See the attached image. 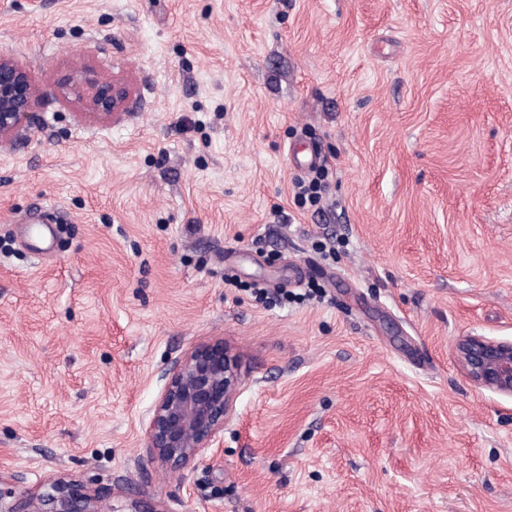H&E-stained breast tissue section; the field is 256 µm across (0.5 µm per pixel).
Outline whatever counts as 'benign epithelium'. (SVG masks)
Instances as JSON below:
<instances>
[{"label":"benign epithelium","mask_w":512,"mask_h":512,"mask_svg":"<svg viewBox=\"0 0 512 512\" xmlns=\"http://www.w3.org/2000/svg\"><path fill=\"white\" fill-rule=\"evenodd\" d=\"M75 99L99 119L124 110L127 84L94 73L89 65L72 63L69 76L48 89L29 71L0 52V142L15 141L33 129L45 95ZM459 361L473 383L512 394V343L467 336L457 346ZM161 393L146 428L150 462L181 472L192 469L209 448L224 447V417L236 389L231 360L213 347H197L175 359L161 375ZM10 477L0 474V512H98L95 498L70 480L57 479L51 491L25 501H12Z\"/></svg>","instance_id":"1"}]
</instances>
